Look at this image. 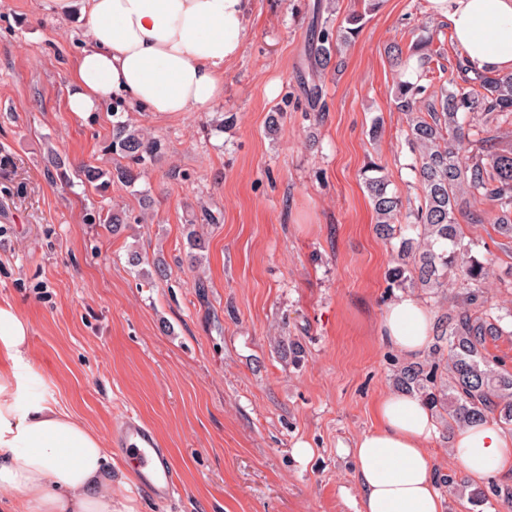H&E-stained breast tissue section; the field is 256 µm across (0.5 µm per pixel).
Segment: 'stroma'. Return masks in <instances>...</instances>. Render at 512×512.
<instances>
[{"label": "stroma", "instance_id": "stroma-1", "mask_svg": "<svg viewBox=\"0 0 512 512\" xmlns=\"http://www.w3.org/2000/svg\"><path fill=\"white\" fill-rule=\"evenodd\" d=\"M326 4L250 0L243 52L209 111L108 102L76 114L67 99L83 20L60 17L52 0H0V305L28 324L26 396L56 403L107 444L127 416L140 418L179 476L178 495L160 505L113 459L115 512H356L355 464L338 446L374 427L373 405L407 360L377 333L399 243L376 234L365 186L374 160L390 191L416 196L388 50L429 29L451 70L457 47L427 0H381L371 12L363 0ZM360 11L359 36L313 75V22L328 15L338 26ZM116 112L164 152L135 184L99 191L76 170L122 165L108 149ZM53 154L69 182L47 178ZM113 208L128 217L123 234L89 223ZM190 223L205 242L194 267ZM459 223L491 265L489 300L512 307V238L466 214ZM135 249L165 260L169 276L138 275ZM284 336L302 345L301 363L281 354ZM300 442L314 450L309 462L293 454ZM452 444L438 421L428 451L446 512H512L500 494L512 476L471 481Z\"/></svg>", "mask_w": 512, "mask_h": 512}]
</instances>
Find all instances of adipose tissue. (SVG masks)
Returning a JSON list of instances; mask_svg holds the SVG:
<instances>
[{
    "instance_id": "1",
    "label": "adipose tissue",
    "mask_w": 512,
    "mask_h": 512,
    "mask_svg": "<svg viewBox=\"0 0 512 512\" xmlns=\"http://www.w3.org/2000/svg\"><path fill=\"white\" fill-rule=\"evenodd\" d=\"M447 22L470 71L512 73V0H428ZM249 0H53L63 17L80 9L86 43L74 70L70 111L100 109L117 96L142 112H205L224 95V66L243 51ZM433 320L413 295L385 306L379 334L414 355L432 340ZM28 326L0 306V512H113L112 466L101 439L55 403H22L18 366ZM377 425L350 452L361 489L358 512H444L426 445L432 410L408 392L375 406ZM455 459L481 481L512 473V434L491 421L460 431Z\"/></svg>"
}]
</instances>
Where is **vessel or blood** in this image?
<instances>
[{
	"mask_svg": "<svg viewBox=\"0 0 512 512\" xmlns=\"http://www.w3.org/2000/svg\"><path fill=\"white\" fill-rule=\"evenodd\" d=\"M114 451L123 459L136 484L153 500L165 503L178 491L174 469L167 449L154 432L135 418L112 432Z\"/></svg>",
	"mask_w": 512,
	"mask_h": 512,
	"instance_id": "b4317fda",
	"label": "vessel or blood"
}]
</instances>
